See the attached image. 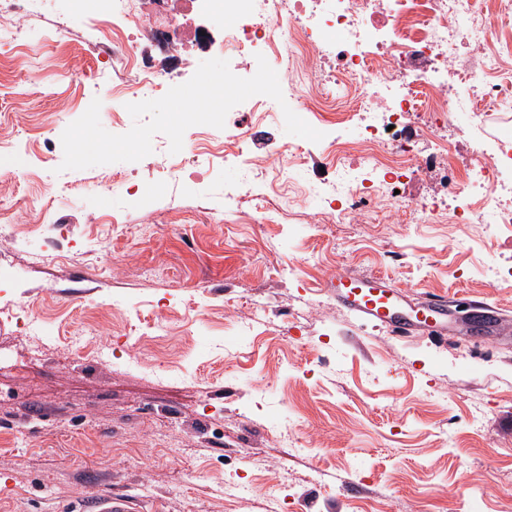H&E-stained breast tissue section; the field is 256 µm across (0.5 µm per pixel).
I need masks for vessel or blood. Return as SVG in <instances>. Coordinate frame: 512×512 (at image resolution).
Here are the masks:
<instances>
[{
	"label": "vessel or blood",
	"mask_w": 512,
	"mask_h": 512,
	"mask_svg": "<svg viewBox=\"0 0 512 512\" xmlns=\"http://www.w3.org/2000/svg\"><path fill=\"white\" fill-rule=\"evenodd\" d=\"M327 287L336 292V303L362 322L388 327L399 336H410L432 329L444 331L448 306L444 300L430 298L415 306H405L401 289L380 275L352 276L338 273ZM82 512H134L132 500L122 494L102 493L87 500Z\"/></svg>",
	"instance_id": "obj_1"
}]
</instances>
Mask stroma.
Wrapping results in <instances>:
<instances>
[{"instance_id": "obj_1", "label": "stroma", "mask_w": 512, "mask_h": 512, "mask_svg": "<svg viewBox=\"0 0 512 512\" xmlns=\"http://www.w3.org/2000/svg\"><path fill=\"white\" fill-rule=\"evenodd\" d=\"M75 11L49 0L22 46L0 44V140L29 155L13 170L0 157V200L17 218L0 233V311L26 302L41 327L0 325L1 351H31L0 369V512H72L107 492L147 512H266L283 492L295 512H512V335L459 318L442 336H395L349 317L324 286L382 274L410 296L479 300L512 320V232L444 214L318 229L300 196L331 177L335 155L250 112L189 129L186 167L244 141L309 157L287 176L267 169L265 200L229 215L224 190L241 169L178 175L161 133L141 161L60 171L61 135L88 100L123 134L127 104L143 99L124 54L87 52L96 30ZM69 14L64 45L46 41ZM89 326L95 346L126 341L174 380L73 353ZM235 474L245 487L230 500Z\"/></svg>"}]
</instances>
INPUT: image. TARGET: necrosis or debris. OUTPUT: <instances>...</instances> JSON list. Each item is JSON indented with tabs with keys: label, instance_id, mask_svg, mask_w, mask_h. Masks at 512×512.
Returning a JSON list of instances; mask_svg holds the SVG:
<instances>
[{
	"label": "necrosis or debris",
	"instance_id": "1",
	"mask_svg": "<svg viewBox=\"0 0 512 512\" xmlns=\"http://www.w3.org/2000/svg\"><path fill=\"white\" fill-rule=\"evenodd\" d=\"M46 0H0V41L19 42ZM218 10L224 26L184 27L195 11ZM502 0H79L96 15V44L120 49L138 90L159 92L190 54L220 49L239 65L255 50L288 57L280 78L307 109L336 110L360 125L364 152L337 161L332 191L311 185L318 215L369 223L373 205L411 181L434 182L428 203L410 202L387 222L409 224L415 211H445L456 224H512V142L473 137L467 147L441 138L432 122L452 126L476 101L512 104V41L502 39ZM308 65L305 89L295 71Z\"/></svg>",
	"mask_w": 512,
	"mask_h": 512
}]
</instances>
